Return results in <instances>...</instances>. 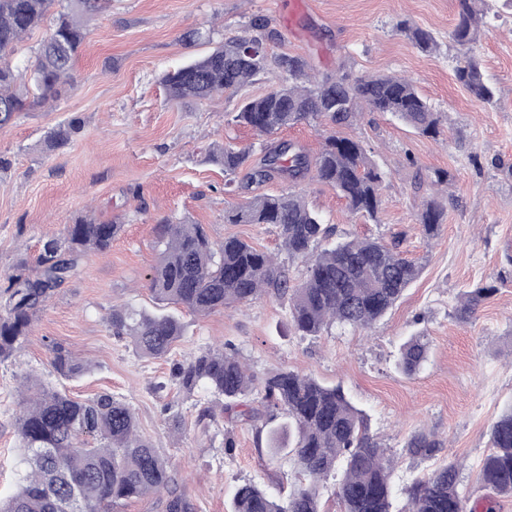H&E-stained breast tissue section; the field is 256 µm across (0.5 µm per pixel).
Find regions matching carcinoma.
Listing matches in <instances>:
<instances>
[{
  "label": "carcinoma",
  "instance_id": "carcinoma-1",
  "mask_svg": "<svg viewBox=\"0 0 512 512\" xmlns=\"http://www.w3.org/2000/svg\"><path fill=\"white\" fill-rule=\"evenodd\" d=\"M58 0H0V104L15 112L51 107L74 80L73 64L89 30L83 18L106 9L111 0H64L66 6L41 45L28 79L11 64L18 43L39 27ZM474 0H461L453 38L461 46L476 41L483 13ZM398 31L424 52L436 49L426 29L401 22ZM277 67L288 75L278 88L244 99L235 121L260 136L315 120L350 125L361 105L390 112L420 133L435 137L439 115L406 76L319 74L308 71L300 56L282 54ZM269 57L263 39L234 36L210 54L162 78L169 100L187 103L236 93L263 76ZM459 81L479 100L493 97L473 57L457 69ZM75 121L55 130L48 146L67 144L78 133ZM251 151L226 145L221 151L224 171L243 167ZM278 173L297 182L307 175L334 188L355 214L376 216L381 205L383 176L359 141L329 136L313 154L281 142L265 148L261 166L251 178L263 181ZM444 206L432 198L418 216L420 232L438 235ZM227 224H273L291 258L308 260L306 279L292 282L288 269L267 252L238 237L213 242L200 224H160L156 238L158 261L149 287L155 299L205 316L243 304L264 292L289 302L294 329L318 336L333 324L369 329L380 321L414 282L421 266L402 256L400 241L343 239L327 246L333 229L324 224L304 197L295 191L265 194L224 212ZM121 225L81 218L67 229L64 241L50 239L38 256L39 273L11 277L5 310L0 314V360L20 347L40 308L77 275L88 252L104 253ZM495 291L475 288L461 300L457 313L471 319ZM113 333L132 339L143 358L168 356L185 335L186 324L172 312L149 313L114 306L108 318ZM429 340L411 337L400 348L398 365L414 375L426 362ZM56 372L76 378L86 365L71 352L56 350ZM182 391L205 388L224 399V413L253 426L266 427L268 413H281L285 422L269 431L270 448L287 451L299 484L288 493L248 482L235 488L231 512H322V489L338 479L334 494L341 512H393V458L371 435L366 414L355 407L339 386L325 385L293 370L281 369L257 384L239 358L209 348L177 367ZM260 405L241 402L253 388ZM24 407L18 418L26 475L0 512H112V504L133 497L168 491L165 512H197L187 497L169 490L167 460L138 433L136 417L125 403L105 393L77 401L65 392L26 378ZM98 439L87 445L82 436ZM489 450L480 467V480L501 497H512V405L490 428ZM433 436L418 432L404 446L412 458H430L438 450ZM409 512H469L460 466L446 464L414 480L407 489Z\"/></svg>",
  "mask_w": 512,
  "mask_h": 512
}]
</instances>
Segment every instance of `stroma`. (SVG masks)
Here are the masks:
<instances>
[{
	"mask_svg": "<svg viewBox=\"0 0 512 512\" xmlns=\"http://www.w3.org/2000/svg\"><path fill=\"white\" fill-rule=\"evenodd\" d=\"M112 0L89 24L73 85L55 108L19 112L0 124V306L11 275L38 271L44 243L64 238L85 216L119 224L106 254L91 253L78 275L36 314L31 331L0 363V498L17 489L25 466L16 420L19 386L33 375L83 401L112 394L133 411L138 431L170 463L177 493L199 512H229L234 489L254 481L291 490L287 456L270 454L267 436L217 417L198 421L221 398L200 389L185 394L175 368L207 347L238 354L257 378L289 369L341 385L370 418L371 432L400 460L392 473L397 508L408 502L413 479L450 462L463 466L469 506L512 512V498L479 480L489 431L512 405V5L485 0L480 36L471 49L451 38L460 0ZM262 18L269 56H304L312 71L351 76L395 73L412 78L440 115L431 138L385 112L363 111L352 125L310 122L277 134L315 151L331 133L358 139L383 175L382 205L373 218L351 213L330 186L250 181L226 173L220 151L230 144L262 157L261 137L235 122L243 98L284 80L270 68L242 93L185 106L166 97L161 77L206 54L224 39L250 33ZM409 22L434 36L424 52L401 35ZM479 62L492 102L476 99L458 80L466 55ZM77 120L68 144L49 148L60 125ZM445 171V217L437 237L424 240L415 222L432 196L430 181ZM295 189L335 238L401 237L404 257L422 267L419 278L371 330L332 326L302 336L290 325L287 300L264 295L207 316L184 315L186 334L164 359L139 357L129 337L107 318L118 304L149 312L159 305L148 290L157 262L156 226L163 220L203 225L213 242L236 236L284 263L293 282L307 265L289 258L271 224H228L224 211L262 194ZM497 290L475 318L457 314L463 294L483 284ZM426 334L429 358L412 376L396 367L401 345ZM63 348L91 363L74 379L58 378L53 361ZM440 443L435 456L414 460L402 449L416 431ZM233 438L225 450V438Z\"/></svg>",
	"mask_w": 512,
	"mask_h": 512,
	"instance_id": "35a3bbf8",
	"label": "stroma"
}]
</instances>
